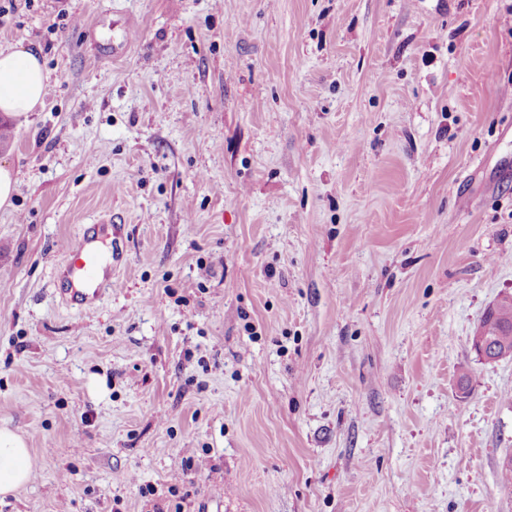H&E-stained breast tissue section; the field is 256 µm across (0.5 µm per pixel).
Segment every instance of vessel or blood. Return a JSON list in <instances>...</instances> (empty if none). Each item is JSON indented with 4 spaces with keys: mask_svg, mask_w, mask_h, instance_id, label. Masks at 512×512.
<instances>
[{
    "mask_svg": "<svg viewBox=\"0 0 512 512\" xmlns=\"http://www.w3.org/2000/svg\"><path fill=\"white\" fill-rule=\"evenodd\" d=\"M65 261L60 267L61 290L66 302L83 307L99 300L112 284L113 257L105 252L96 231H87L64 247Z\"/></svg>",
    "mask_w": 512,
    "mask_h": 512,
    "instance_id": "obj_1",
    "label": "vessel or blood"
}]
</instances>
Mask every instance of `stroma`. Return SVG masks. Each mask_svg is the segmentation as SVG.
I'll return each mask as SVG.
<instances>
[{
  "mask_svg": "<svg viewBox=\"0 0 512 512\" xmlns=\"http://www.w3.org/2000/svg\"><path fill=\"white\" fill-rule=\"evenodd\" d=\"M14 46L50 92L0 143V512H512V356L470 346L512 294V0H0ZM95 230L84 231L77 241H69L64 247L65 262L60 266L61 293L68 304L77 308L90 305L102 297L112 282L113 251L104 252L105 239L97 237ZM101 242V244H98ZM34 467L24 439L8 427H0V496L4 498L27 484Z\"/></svg>",
  "mask_w": 512,
  "mask_h": 512,
  "instance_id": "stroma-1",
  "label": "stroma"
}]
</instances>
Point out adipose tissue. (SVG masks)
Listing matches in <instances>:
<instances>
[{"mask_svg": "<svg viewBox=\"0 0 512 512\" xmlns=\"http://www.w3.org/2000/svg\"><path fill=\"white\" fill-rule=\"evenodd\" d=\"M49 74L38 55L25 48L0 49V112L22 116L41 104L48 94ZM35 472L24 439L0 427V496L27 484Z\"/></svg>", "mask_w": 512, "mask_h": 512, "instance_id": "obj_1", "label": "adipose tissue"}]
</instances>
